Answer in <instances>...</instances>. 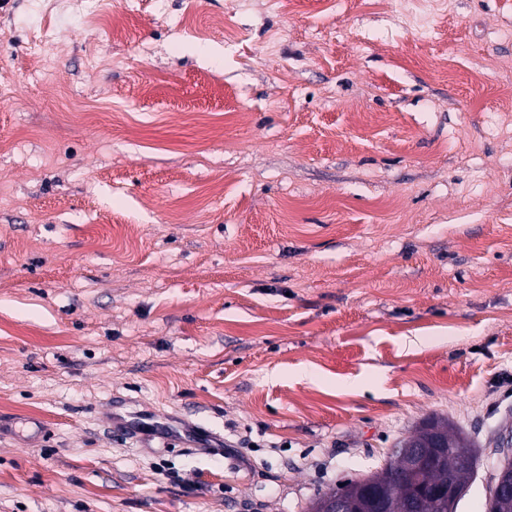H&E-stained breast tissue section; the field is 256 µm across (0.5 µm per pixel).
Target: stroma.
Here are the masks:
<instances>
[{"instance_id": "obj_1", "label": "stroma", "mask_w": 512, "mask_h": 512, "mask_svg": "<svg viewBox=\"0 0 512 512\" xmlns=\"http://www.w3.org/2000/svg\"><path fill=\"white\" fill-rule=\"evenodd\" d=\"M4 86L0 422L51 433L0 436V512H305L432 414L477 453L458 512H486L512 0L422 30L399 0H5Z\"/></svg>"}]
</instances>
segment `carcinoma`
I'll return each mask as SVG.
<instances>
[{
  "label": "carcinoma",
  "instance_id": "1",
  "mask_svg": "<svg viewBox=\"0 0 512 512\" xmlns=\"http://www.w3.org/2000/svg\"><path fill=\"white\" fill-rule=\"evenodd\" d=\"M418 449L422 466L409 471L400 457L401 449ZM476 455L463 432L444 417L424 419L412 434L389 450L385 464L370 475L344 487L362 498L372 490L385 512H446V505L433 489L452 479L465 486L473 473Z\"/></svg>",
  "mask_w": 512,
  "mask_h": 512
}]
</instances>
